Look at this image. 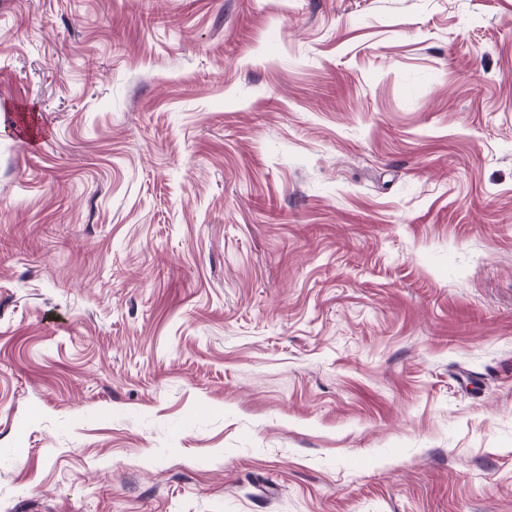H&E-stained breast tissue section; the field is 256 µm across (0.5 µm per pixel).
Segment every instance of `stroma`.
<instances>
[{
    "mask_svg": "<svg viewBox=\"0 0 512 512\" xmlns=\"http://www.w3.org/2000/svg\"><path fill=\"white\" fill-rule=\"evenodd\" d=\"M0 512H512V0H0Z\"/></svg>",
    "mask_w": 512,
    "mask_h": 512,
    "instance_id": "1",
    "label": "stroma"
}]
</instances>
